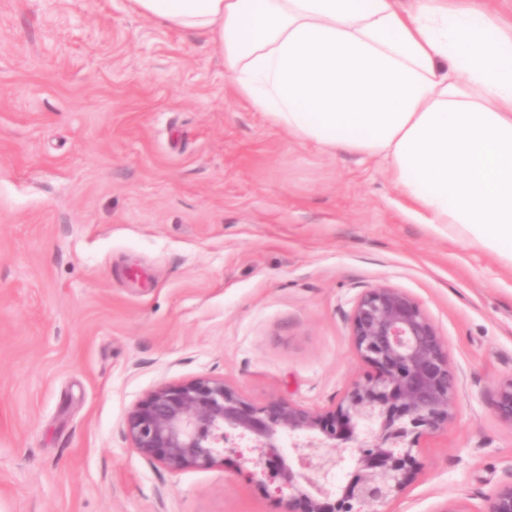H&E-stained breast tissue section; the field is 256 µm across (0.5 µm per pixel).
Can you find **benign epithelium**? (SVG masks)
<instances>
[{"mask_svg": "<svg viewBox=\"0 0 512 512\" xmlns=\"http://www.w3.org/2000/svg\"><path fill=\"white\" fill-rule=\"evenodd\" d=\"M350 336L375 374L349 387L325 415L284 399L255 406L201 376L151 391L128 414L126 437L174 472L207 468L226 455L243 458L250 481L284 500V512H368L397 497L416 474L419 440L448 424L457 378L430 318L396 288L376 286L357 299ZM495 411L512 423V378L499 385ZM285 437L293 440L294 459L283 454ZM242 441L250 445L247 458ZM338 445L357 453V466L331 494L307 472L328 476L337 461L317 460L311 450ZM485 512H512V483L489 497Z\"/></svg>", "mask_w": 512, "mask_h": 512, "instance_id": "benign-epithelium-1", "label": "benign epithelium"}]
</instances>
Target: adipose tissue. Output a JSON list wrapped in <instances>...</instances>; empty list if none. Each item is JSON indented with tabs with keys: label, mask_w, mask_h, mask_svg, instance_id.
I'll list each match as a JSON object with an SVG mask.
<instances>
[{
	"label": "adipose tissue",
	"mask_w": 512,
	"mask_h": 512,
	"mask_svg": "<svg viewBox=\"0 0 512 512\" xmlns=\"http://www.w3.org/2000/svg\"><path fill=\"white\" fill-rule=\"evenodd\" d=\"M206 34L270 126L384 159L435 231L512 271V25L473 0H130Z\"/></svg>",
	"instance_id": "obj_1"
}]
</instances>
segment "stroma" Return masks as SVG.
Here are the masks:
<instances>
[{"label":"stroma","instance_id":"stroma-1","mask_svg":"<svg viewBox=\"0 0 512 512\" xmlns=\"http://www.w3.org/2000/svg\"><path fill=\"white\" fill-rule=\"evenodd\" d=\"M379 285L458 379L381 512H483L512 482V271L409 213L382 160L271 127L208 37L130 0H0V512H282L233 462L146 459L126 418L203 375L333 410Z\"/></svg>","mask_w":512,"mask_h":512}]
</instances>
